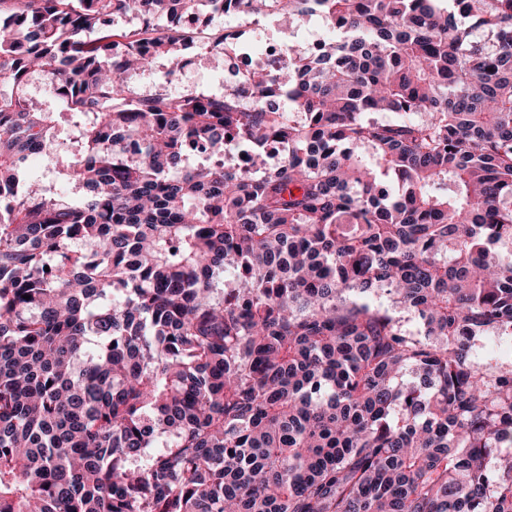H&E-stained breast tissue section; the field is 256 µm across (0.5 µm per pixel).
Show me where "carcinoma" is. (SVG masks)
<instances>
[{
    "mask_svg": "<svg viewBox=\"0 0 512 512\" xmlns=\"http://www.w3.org/2000/svg\"><path fill=\"white\" fill-rule=\"evenodd\" d=\"M229 5L339 36L249 105L122 78ZM491 338L512 0H0V512H512ZM31 168L37 170V178L47 187H51L54 192L69 198H77L79 196L63 167H55L54 165L46 167L33 162Z\"/></svg>",
    "mask_w": 512,
    "mask_h": 512,
    "instance_id": "1",
    "label": "carcinoma"
}]
</instances>
